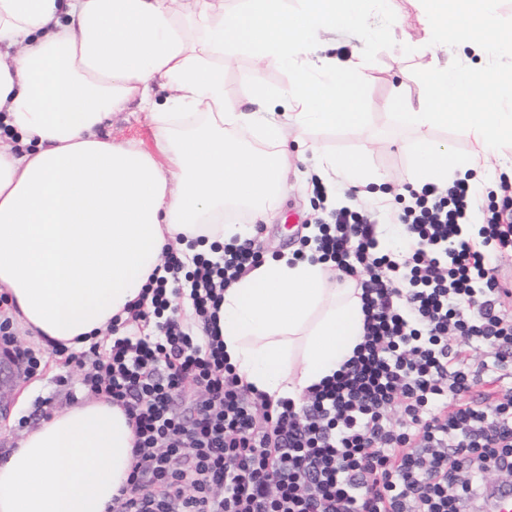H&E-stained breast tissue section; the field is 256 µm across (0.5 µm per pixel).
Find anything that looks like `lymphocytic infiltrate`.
<instances>
[{"mask_svg":"<svg viewBox=\"0 0 512 512\" xmlns=\"http://www.w3.org/2000/svg\"><path fill=\"white\" fill-rule=\"evenodd\" d=\"M500 188L473 238L459 221L475 186L412 193L399 262L376 254L369 212L321 224L315 250L361 288L364 334L304 405L240 384L224 360L217 312L262 260L252 239L216 259L169 250L103 342L52 344L84 367L86 395L121 407L134 429L127 485L106 512H479L512 490V309L491 263L512 252V184ZM178 298L201 330L177 318ZM0 356L27 378L44 362L6 312Z\"/></svg>","mask_w":512,"mask_h":512,"instance_id":"obj_1","label":"lymphocytic infiltrate"}]
</instances>
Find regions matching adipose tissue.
I'll use <instances>...</instances> for the list:
<instances>
[{"instance_id":"obj_1","label":"adipose tissue","mask_w":512,"mask_h":512,"mask_svg":"<svg viewBox=\"0 0 512 512\" xmlns=\"http://www.w3.org/2000/svg\"><path fill=\"white\" fill-rule=\"evenodd\" d=\"M390 0H0V288L34 335L89 346L142 293L177 237H250L231 210L268 214L298 163L325 203L353 187L386 206L390 177L363 156L308 138L366 125L359 58L312 54L324 32L364 27ZM426 40L468 47L471 61H433L406 126L453 128L406 146L410 184L481 178L512 149V27L492 0H415ZM288 70L286 87L251 82L250 111L224 97V62L240 53ZM148 112L155 148L102 129L131 103ZM361 290L336 285L331 264L268 257L224 290L218 326L242 384L301 400L332 376L363 336ZM134 435L124 411L93 399L65 407L0 462V512H106L125 485Z\"/></svg>"}]
</instances>
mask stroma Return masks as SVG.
I'll return each mask as SVG.
<instances>
[{
    "label": "stroma",
    "instance_id": "stroma-1",
    "mask_svg": "<svg viewBox=\"0 0 512 512\" xmlns=\"http://www.w3.org/2000/svg\"><path fill=\"white\" fill-rule=\"evenodd\" d=\"M390 9V15L372 17L364 32L339 31L330 37L336 45L337 57L346 58L356 53L369 67L371 80L364 99L369 122L367 132L316 129L311 138L339 154H365L373 167L401 179L409 168L402 150L409 132L397 124L390 103L397 98L405 100L416 95L434 49L422 39L413 0H392ZM257 73L274 87L288 82L286 70L257 63L249 55L241 54L224 67L226 99L247 105L251 80ZM108 130L115 141L136 139L142 141L146 149L155 147L153 126L146 112L137 108L113 116ZM315 181L316 176L308 166H301L297 182L281 198L274 217L255 219L247 213L239 215L241 223H258L257 239L264 255L299 252L303 248L304 227L326 216V208L313 191ZM82 374L79 367H62L58 358L52 355L48 356L47 367L41 376L28 381L22 374H15L14 386L31 385V401L21 410L12 404L0 409V457L14 447L25 431L35 428L48 411L72 405ZM44 398L49 399V407H38V400Z\"/></svg>",
    "mask_w": 512,
    "mask_h": 512
}]
</instances>
